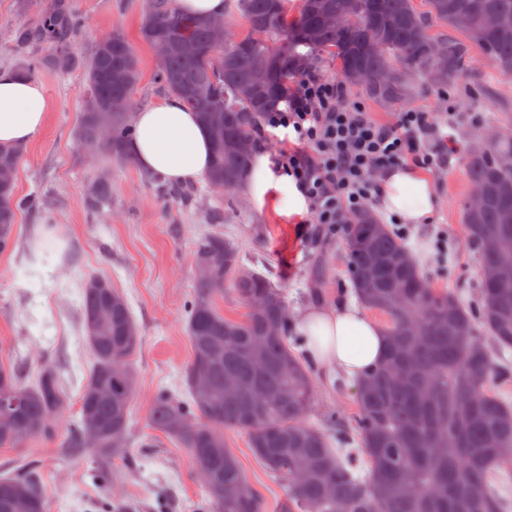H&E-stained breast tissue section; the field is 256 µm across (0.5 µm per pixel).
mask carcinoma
I'll use <instances>...</instances> for the list:
<instances>
[{"label": "carcinoma", "instance_id": "1", "mask_svg": "<svg viewBox=\"0 0 512 512\" xmlns=\"http://www.w3.org/2000/svg\"><path fill=\"white\" fill-rule=\"evenodd\" d=\"M287 0H236L250 32L230 48H213L210 20L182 15L169 0H153L142 38L168 44L158 58V79L199 114L213 145L207 181L218 190L244 188L266 115L288 102L292 75L313 70L324 56L336 62L341 80L363 74L361 86L384 105L408 101L414 79L435 88L456 85L470 55L488 56L497 72L512 75V0H428L429 15L413 0H300L290 15ZM334 15L341 25L325 17ZM495 15L490 28L485 18ZM468 25L459 26L461 17ZM459 31L462 39L438 38L430 20ZM82 29L74 0H48L32 23L15 30L22 49L48 45L47 56H27L29 75L44 65L69 72L80 64L71 46ZM445 44L436 59L432 45ZM306 48L301 53L298 47ZM90 109L79 130L83 144L124 158L131 136L132 91L139 68L120 34H110L83 64ZM119 68L126 80L113 84ZM381 72L389 82L378 86ZM111 128L100 134L101 121ZM0 183V254L19 237L20 206L41 198H16L17 172ZM465 175L486 190L479 210L465 205L462 223L477 253L479 295L466 305L450 290L432 287L405 240L369 209L345 216L347 273L352 293L366 309L385 316L389 348L383 361L355 388L357 411L347 419L324 415L331 432L307 422L318 403L311 367L295 353L300 342L282 291L244 265L238 246L220 232L203 234L194 261L211 275L195 279L187 306L191 357L184 372L190 399L158 391L148 409L156 431L188 451L203 483L199 512H269L263 495L246 480L224 431L248 434L250 448L285 487L276 512H509L501 494L512 477V402L493 386L498 355L512 350V139L469 149ZM112 197L108 180L88 191L99 209ZM246 312L228 318L214 304L224 285ZM112 300V315L99 316ZM81 325L93 354L79 417L59 447L66 456L95 452L96 480L110 484L116 443H127L137 392L134 358L140 345L126 297L105 278L82 284ZM122 361L125 372L112 365ZM209 374L204 391L199 371ZM64 406L60 373L45 366L33 383L22 367L0 362V447L17 448L50 436ZM39 464L24 462L0 477V512H47Z\"/></svg>", "mask_w": 512, "mask_h": 512}]
</instances>
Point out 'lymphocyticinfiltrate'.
Segmentation results:
<instances>
[{
  "instance_id": "1",
  "label": "lymphocytic infiltrate",
  "mask_w": 512,
  "mask_h": 512,
  "mask_svg": "<svg viewBox=\"0 0 512 512\" xmlns=\"http://www.w3.org/2000/svg\"><path fill=\"white\" fill-rule=\"evenodd\" d=\"M447 120L444 114L403 112L395 123L383 125L340 83L312 75L299 80L287 109L265 117L268 126L295 134L279 165L313 206L324 238L346 233L345 215L375 201L376 170L410 163L434 170L444 166L448 153L432 140Z\"/></svg>"
}]
</instances>
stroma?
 <instances>
[{"label": "stroma", "mask_w": 512, "mask_h": 512, "mask_svg": "<svg viewBox=\"0 0 512 512\" xmlns=\"http://www.w3.org/2000/svg\"><path fill=\"white\" fill-rule=\"evenodd\" d=\"M84 18L73 53L86 60L99 40L121 34L139 64L133 91L135 110L158 103L165 91L157 78L153 48L140 32L144 0H75ZM46 0H0V65L19 66L22 53L14 41L19 25L34 21ZM49 101L45 128L26 146L17 172V194L41 196L38 209L20 211L19 242L0 255V360H23L25 379L42 366L62 370L66 404L53 436L39 437L21 448H0V475L14 472L24 461H41V482L48 493V512H96L107 497L149 512H196L203 488L185 449L152 430L147 411L155 393L170 390L187 397L184 371L191 347L186 306L195 280L193 255L198 238L220 232L238 245L245 263L266 274L281 289L293 314L315 305H336L352 299L346 274V238L314 241L312 209L290 212L279 202L288 176L275 163L292 132L261 126L258 150L272 168V186L263 197L243 189L234 193L211 189L207 181L190 184L196 202L161 192L160 177L106 154L89 156L78 131L89 102L83 70H44L36 75ZM367 111L382 124L402 112L449 113L447 134L458 150L447 165L430 172L439 205L425 224L404 225L405 240L422 271L439 288L454 291L463 301L475 299L478 259L468 246L461 212L470 193L464 176V145L512 133V77L497 74L489 58L473 54L457 86L437 90L416 81L411 101L391 106L352 89ZM99 179L112 184L108 206L85 204L87 187ZM58 235L43 239L45 264L30 263L26 245L43 225ZM102 276L127 299L139 328L141 344L134 360L138 391L133 401L128 445L116 449L112 468L123 479L113 487L95 480L93 454L64 457L58 446L78 410V397L92 364L80 323L81 284ZM319 401L309 417L320 424L325 412L350 415L356 410L353 385L336 390L327 368L315 367ZM247 480L276 504L284 496L280 482L254 455L245 432L224 433Z\"/></svg>", "instance_id": "35a3bbf8"}]
</instances>
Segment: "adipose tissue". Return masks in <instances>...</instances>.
<instances>
[{
	"instance_id": "obj_1",
	"label": "adipose tissue",
	"mask_w": 512,
	"mask_h": 512,
	"mask_svg": "<svg viewBox=\"0 0 512 512\" xmlns=\"http://www.w3.org/2000/svg\"><path fill=\"white\" fill-rule=\"evenodd\" d=\"M48 101L40 84L16 68L0 66V144L24 146L44 128ZM134 136L127 151L144 172L175 184L208 174L212 142L198 115L169 98L134 113ZM379 203L404 224L428 223L437 205L432 181L418 170L396 168L380 184ZM297 329L307 338L306 353L316 364L334 368L345 379L362 378L385 354L382 327L357 306L305 309Z\"/></svg>"
}]
</instances>
